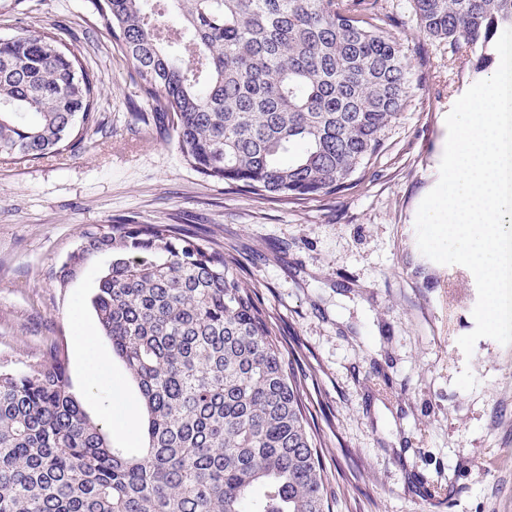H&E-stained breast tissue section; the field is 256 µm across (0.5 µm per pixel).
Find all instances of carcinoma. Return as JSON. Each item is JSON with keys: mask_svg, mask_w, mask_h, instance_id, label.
I'll list each match as a JSON object with an SVG mask.
<instances>
[{"mask_svg": "<svg viewBox=\"0 0 512 512\" xmlns=\"http://www.w3.org/2000/svg\"><path fill=\"white\" fill-rule=\"evenodd\" d=\"M147 2L95 6L185 161L261 199L349 189L424 87L379 0H168L171 33ZM411 3L477 72L512 28V0ZM101 84L48 33L0 37V160L77 150ZM97 258L92 306L138 387L143 449L113 446L53 346L0 370V512H330L301 376L239 260L172 224H109L56 280Z\"/></svg>", "mask_w": 512, "mask_h": 512, "instance_id": "cac0c4a2", "label": "carcinoma"}]
</instances>
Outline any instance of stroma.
Here are the masks:
<instances>
[{
	"mask_svg": "<svg viewBox=\"0 0 512 512\" xmlns=\"http://www.w3.org/2000/svg\"><path fill=\"white\" fill-rule=\"evenodd\" d=\"M381 2L424 89L353 188L298 204L192 169L94 0H0V37L51 33L103 81L80 149L0 161V367L58 345L84 410L112 444L137 447L139 392L91 306L100 264L64 286L53 273L90 227L175 224L240 258L302 372L330 512H512V345L483 338L465 356L475 278L424 256L415 229L445 118L480 75L467 46L420 32L410 0Z\"/></svg>",
	"mask_w": 512,
	"mask_h": 512,
	"instance_id": "stroma-1",
	"label": "stroma"
}]
</instances>
